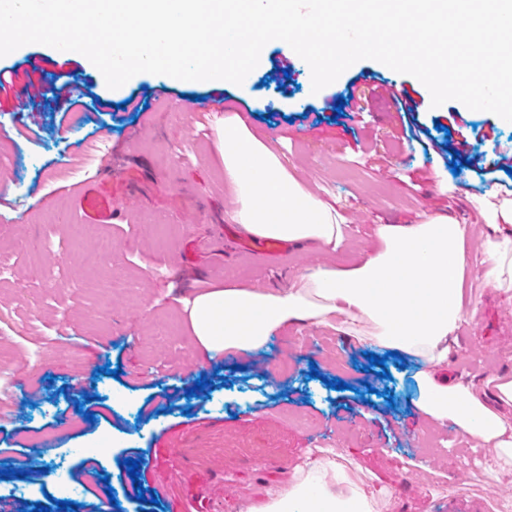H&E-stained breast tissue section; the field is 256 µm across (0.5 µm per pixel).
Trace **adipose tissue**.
<instances>
[{"label":"adipose tissue","mask_w":512,"mask_h":512,"mask_svg":"<svg viewBox=\"0 0 512 512\" xmlns=\"http://www.w3.org/2000/svg\"><path fill=\"white\" fill-rule=\"evenodd\" d=\"M224 175L236 198L234 218L256 238L306 241L336 250L343 218L305 191L279 158L238 118L224 120L220 139ZM496 238L488 242L485 276L512 293V206L490 210ZM375 251L352 269L326 263L297 271L291 287H215L182 300L180 312L195 346L206 356L227 351L258 354L282 326H335L361 343L417 360L418 409L432 422L453 423L479 447L494 449L496 479L512 478V415L487 406L474 385L452 382L444 370L464 316V231L448 217L420 224H379ZM389 491L349 483L333 460L318 457L281 483L275 496L248 512H377Z\"/></svg>","instance_id":"obj_1"}]
</instances>
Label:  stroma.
Here are the masks:
<instances>
[{
	"instance_id": "obj_1",
	"label": "stroma",
	"mask_w": 512,
	"mask_h": 512,
	"mask_svg": "<svg viewBox=\"0 0 512 512\" xmlns=\"http://www.w3.org/2000/svg\"><path fill=\"white\" fill-rule=\"evenodd\" d=\"M286 62L294 73L282 82ZM36 66L45 89L32 104L34 128L15 119V89L0 92V251L9 257L0 351L17 369L0 401V442L16 441L0 454V470L16 475L0 479V496L59 495L61 474H80L90 461L95 472L82 482L108 477L115 512H244L267 501L316 443L331 442L356 483L390 487L393 512H512V490L501 502L484 493L489 450H460L453 424L439 428L445 454L421 453L430 424L417 407L413 359L388 358L390 376L380 378L364 345L326 325L293 324L267 344L268 359L278 343L294 349L287 373L272 377L233 352L205 359L179 310L181 299L218 283L290 287L296 271L317 259L304 243L273 260L224 238L212 250L194 247L211 228L233 224L235 195L218 135L234 115L307 192L344 214L347 236L330 256L337 267L360 263L374 225L418 224L432 214L462 224L465 316L448 373L480 386L512 378V300L484 278L490 231L474 206L503 195L470 164L456 174L441 156L424 157L406 135L398 103L379 90L407 88L420 121L437 128L438 139L467 140L475 157L512 152V122L456 100L432 106L418 79L371 59L313 92L309 65L281 40L265 45L241 85L140 73L112 89L97 68L50 46L28 44L0 57V68L22 82ZM74 77L80 106L55 112V89ZM195 95L220 101V109L179 105ZM130 100L148 107L132 112ZM103 164L113 167L102 187L118 212L112 223L86 224L73 186L96 180ZM109 363L119 366L118 377L102 374ZM200 378L208 384L198 392ZM334 378L346 390L328 388ZM365 382L373 395H359ZM164 393L159 414L143 420L147 398ZM89 395L106 402L104 419L78 413ZM296 416L315 431L293 424ZM48 434L55 447L38 449ZM131 453L147 489L162 486L157 504L126 497L131 478L122 461Z\"/></svg>"
}]
</instances>
